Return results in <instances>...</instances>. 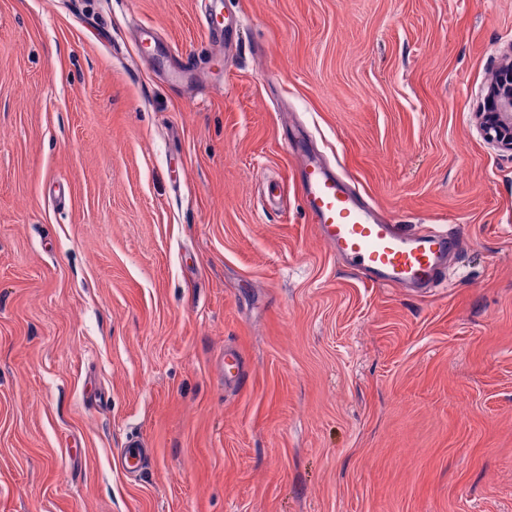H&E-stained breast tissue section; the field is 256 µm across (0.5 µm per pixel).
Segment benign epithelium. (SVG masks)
Returning <instances> with one entry per match:
<instances>
[{
  "label": "benign epithelium",
  "mask_w": 512,
  "mask_h": 512,
  "mask_svg": "<svg viewBox=\"0 0 512 512\" xmlns=\"http://www.w3.org/2000/svg\"><path fill=\"white\" fill-rule=\"evenodd\" d=\"M481 116L487 134L512 150V46L502 55L489 80Z\"/></svg>",
  "instance_id": "benign-epithelium-1"
}]
</instances>
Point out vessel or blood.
<instances>
[{"label":"vessel or blood","instance_id":"obj_1","mask_svg":"<svg viewBox=\"0 0 512 512\" xmlns=\"http://www.w3.org/2000/svg\"><path fill=\"white\" fill-rule=\"evenodd\" d=\"M297 187L306 211L337 258L374 284L434 288L459 248L455 232L432 224L406 232L382 217L318 160L301 164Z\"/></svg>","mask_w":512,"mask_h":512}]
</instances>
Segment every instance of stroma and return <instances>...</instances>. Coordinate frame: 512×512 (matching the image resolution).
I'll return each mask as SVG.
<instances>
[{
    "label": "stroma",
    "instance_id": "1",
    "mask_svg": "<svg viewBox=\"0 0 512 512\" xmlns=\"http://www.w3.org/2000/svg\"><path fill=\"white\" fill-rule=\"evenodd\" d=\"M220 8L0 0V512H512V151L477 115L512 0ZM299 134L447 221L446 283L336 257Z\"/></svg>",
    "mask_w": 512,
    "mask_h": 512
}]
</instances>
